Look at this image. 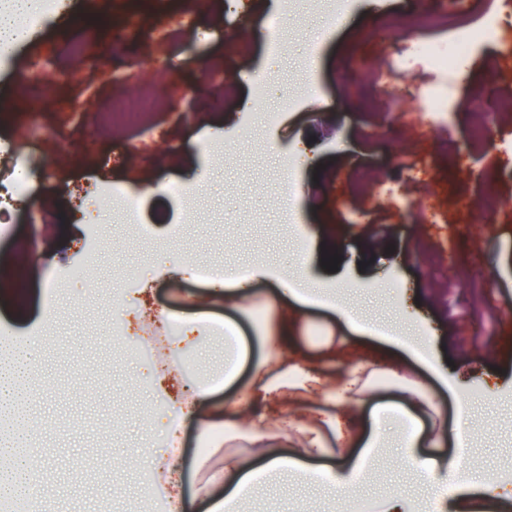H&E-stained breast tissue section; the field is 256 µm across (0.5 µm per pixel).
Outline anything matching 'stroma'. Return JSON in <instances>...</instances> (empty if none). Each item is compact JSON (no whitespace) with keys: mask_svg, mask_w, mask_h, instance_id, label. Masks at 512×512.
Returning <instances> with one entry per match:
<instances>
[{"mask_svg":"<svg viewBox=\"0 0 512 512\" xmlns=\"http://www.w3.org/2000/svg\"><path fill=\"white\" fill-rule=\"evenodd\" d=\"M440 2L351 0L330 30L315 0H290L283 50L273 58L265 0L233 15L225 0H150L146 7L141 0H75L84 23L65 30L46 24L42 42L12 51L8 69H0V138L16 139L28 157L35 193L0 236V321L22 336L40 334L49 347L35 373L40 386L29 396L39 419L34 444L48 459L40 485L48 512H130L136 501L144 512H166L172 490L147 462L151 453H173L200 493L193 512L221 494L211 475L225 455L246 459L250 450L244 440L203 429L231 387L247 382L253 362L292 350L260 335L273 315L269 294L285 274L312 295L350 280L344 300L372 329L355 338L314 304L298 315V352L334 344L337 366L350 372L377 352L396 351L398 340L431 336L448 361L443 382L428 371L427 355L407 356L434 404L418 417L431 436L417 451L418 465L402 460L408 430L396 391L372 377L345 402V415L382 432L369 458L371 477L352 487V497L366 500L369 512L396 499L410 512H512V485L500 480L512 470V112L499 105L512 97V7L491 0L500 39L464 67L469 87L496 91L482 104L491 135L476 142L469 98L440 122L429 119L426 98L406 96L408 86L429 84L434 70L394 55L382 25L389 10H431ZM315 38L320 50L309 62ZM101 55L110 66L90 65ZM45 58L53 61L45 77L56 84L55 99L27 102L53 132L39 141L23 135L24 114L9 106L17 79ZM371 67L386 81L367 82ZM145 83L161 90L165 108L141 127L104 129L101 114L111 100ZM259 83L270 95L256 101ZM286 92L291 103L281 127L264 131L257 113ZM131 141L140 149L112 164L116 147ZM289 155L291 223L277 198L280 163ZM362 165L373 169L364 185L356 180ZM89 177L140 201L150 239L97 230L93 269L52 301L49 281L83 263L75 246L83 225L69 191ZM173 182L183 196L170 194ZM486 198L494 210L480 208ZM333 257L340 263L331 272L323 264ZM200 260L249 276L242 308L225 307L222 287L192 277ZM129 274L143 283L141 295L121 292ZM140 300L195 322L196 330L126 352L109 335L112 315ZM212 322L233 324L249 357L232 386H215L195 405L173 450L161 403L223 367ZM454 383L465 388V400L452 396ZM268 412L291 449L305 447L320 421L292 394L272 399ZM463 412L474 418L464 431L457 426ZM473 478L482 485L467 499L436 492ZM348 500L330 483L288 471L255 485L240 512H350Z\"/></svg>","mask_w":512,"mask_h":512,"instance_id":"1","label":"stroma"}]
</instances>
